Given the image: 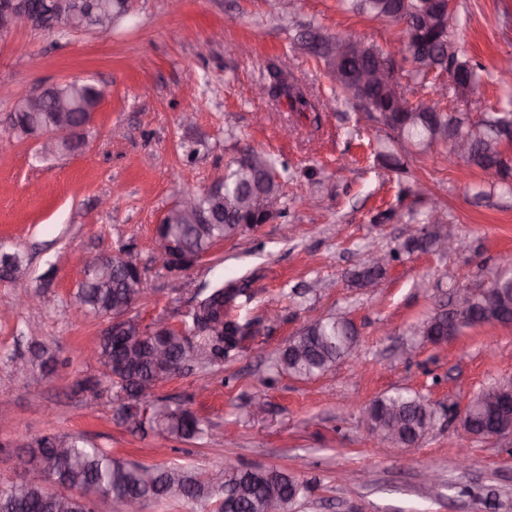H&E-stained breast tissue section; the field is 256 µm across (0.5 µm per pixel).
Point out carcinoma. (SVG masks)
I'll use <instances>...</instances> for the list:
<instances>
[{
	"label": "carcinoma",
	"instance_id": "obj_1",
	"mask_svg": "<svg viewBox=\"0 0 512 512\" xmlns=\"http://www.w3.org/2000/svg\"><path fill=\"white\" fill-rule=\"evenodd\" d=\"M345 11L372 19L393 23L406 21L403 28V61L409 65L406 76L414 84L419 97L411 102L398 98L389 79L394 77L390 61L374 46L356 56L347 51L349 40L339 37H322L316 58L325 67L336 71V87L348 96L354 110L377 113L389 128L390 139L398 144L409 143L420 150L434 145L448 146V138L463 135L470 144L466 161L484 171H492L502 184L512 179V164L499 163L489 150L497 143L502 129L512 126L511 112H485L475 120L463 112H451L435 97L433 70L461 71L471 89L480 87L486 68L460 57L450 24L436 21L422 23L419 12L426 0H340ZM381 64L385 79L364 87L359 86L358 75L365 69ZM261 86L270 98H286L291 109L302 112L314 107L306 90L292 72L272 65ZM101 98L99 89L87 82L81 83L74 94L78 107L69 112L72 125L87 121V112L79 102L93 104ZM260 166L247 175L239 160H234L224 171V213L217 223L204 220L194 223L166 225L167 232L179 242L189 255L198 260L218 242L237 235L241 221H255L250 210L242 209V201L263 191L266 196L282 200L281 180L288 177V166L270 155L252 152ZM386 272V267H373L362 263L354 273V281L361 287L376 284ZM84 279L72 296V305L82 314H92L107 320L118 309H134L143 289L133 288L137 281L133 272L125 273L117 262L98 270H83ZM491 288L499 296L500 307L512 311V275L498 274L491 281ZM250 282L247 279L224 280L218 276L196 292V307L183 316L179 329L163 330L148 340L140 336H102L95 347V359L100 369L97 388L116 390L119 407L115 417L126 423L134 416L142 398V384L154 377L181 372L200 365L204 368L224 363V359L237 349L242 340L254 332L261 319L240 322L224 321V334L214 336L209 323L225 307L240 297L250 299ZM457 326L468 327L490 319L478 306L455 311ZM452 317L438 313L414 325L416 335L434 343L448 340ZM168 353L167 365L155 358L156 348ZM357 335L352 324L340 321L336 315L311 321L281 351L276 365L280 369L302 378H313L331 370L336 362L353 356ZM159 412L150 430L176 440H194L209 436L202 419L190 409L171 406L159 399ZM471 434L489 438L501 433L500 426L512 421V407L506 408L487 401V392L476 394L470 400ZM373 434H387L393 438L392 447L410 446L420 441L434 426L438 408L405 391H395L374 399L367 407ZM67 449V455L56 465L52 474L53 485H30L15 493L14 484L0 481V512H85L83 492L93 489L98 498L119 505L128 497H144L150 501H183L198 509L221 503V512H264V502L274 495L279 512H289L291 507L308 492L307 483L285 470L267 467L244 469L234 463L225 465L215 475L180 466L144 465L112 456L82 436L46 434L27 438L24 452L32 457H50L55 449Z\"/></svg>",
	"mask_w": 512,
	"mask_h": 512
}]
</instances>
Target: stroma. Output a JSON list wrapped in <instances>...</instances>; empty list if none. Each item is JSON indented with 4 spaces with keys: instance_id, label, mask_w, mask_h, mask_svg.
<instances>
[{
    "instance_id": "35a3bbf8",
    "label": "stroma",
    "mask_w": 512,
    "mask_h": 512,
    "mask_svg": "<svg viewBox=\"0 0 512 512\" xmlns=\"http://www.w3.org/2000/svg\"><path fill=\"white\" fill-rule=\"evenodd\" d=\"M455 41L463 58L494 70L512 55V0H455ZM314 26L402 58V27L343 11L337 0H297L281 13L276 0H136L106 31L69 33L25 25L0 36V250L23 257L32 305L0 320V477L22 474L16 434H82L114 457L176 464L213 473L225 457L239 465L278 467L307 480L292 512H512V435L479 439L459 414L482 390L512 382V326L461 329L447 343L414 336L410 327L452 309L455 296L512 271V193L497 177L465 163L449 165L443 147L425 153L395 147L401 167L377 159L385 129L353 111L345 97L331 108L332 77L294 47ZM292 69L314 112L255 97L269 63ZM87 81L102 92L82 151L41 159L35 139L16 137L17 98L40 84ZM512 91L486 78L478 92L446 102L457 112H491ZM199 145L195 156L189 146ZM288 164L281 214L245 227L179 271L156 247L163 215L189 191L221 177L242 151ZM440 187L447 229L468 248L442 254L403 251L378 286L356 288L351 275L368 250L399 248L410 212L428 207ZM393 210L383 223L376 214ZM126 248L141 269L144 293L134 314L142 326L175 324L197 288L217 275L248 278L251 301L239 319L261 317L223 366L182 371L157 397L189 407L223 441L166 439L117 424L114 393L86 397L97 377L87 361L107 327L75 317L70 295L83 278L72 256ZM279 313L266 321L267 310ZM344 311L359 335L355 358L300 379L277 372L280 350L310 320ZM52 357L16 375L6 355ZM398 389L446 407L436 426L409 448L379 452L363 419L374 399ZM263 397L267 410L253 416Z\"/></svg>"
}]
</instances>
